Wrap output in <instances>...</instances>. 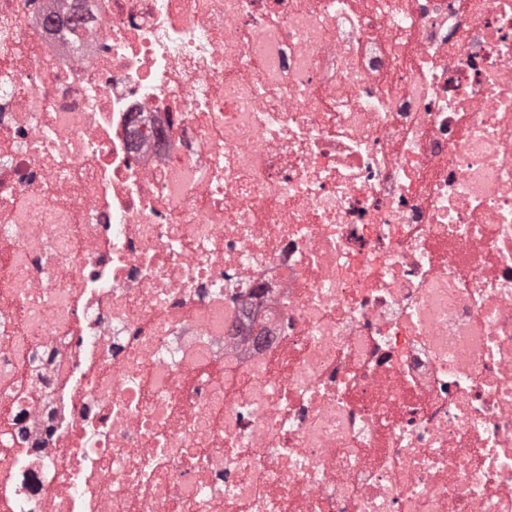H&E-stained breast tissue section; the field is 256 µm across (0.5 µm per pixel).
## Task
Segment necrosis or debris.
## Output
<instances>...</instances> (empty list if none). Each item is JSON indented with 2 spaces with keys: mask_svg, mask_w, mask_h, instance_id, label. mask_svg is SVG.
I'll return each instance as SVG.
<instances>
[{
  "mask_svg": "<svg viewBox=\"0 0 512 512\" xmlns=\"http://www.w3.org/2000/svg\"><path fill=\"white\" fill-rule=\"evenodd\" d=\"M0 0V512H512V0Z\"/></svg>",
  "mask_w": 512,
  "mask_h": 512,
  "instance_id": "obj_1",
  "label": "necrosis or debris"
}]
</instances>
